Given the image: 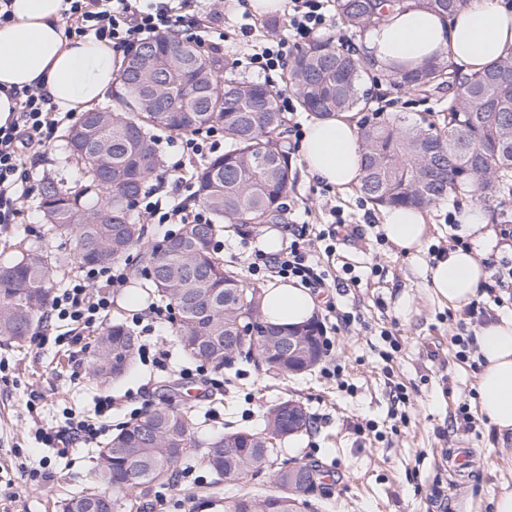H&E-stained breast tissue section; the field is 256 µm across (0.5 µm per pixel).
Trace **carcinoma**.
<instances>
[{"label": "carcinoma", "instance_id": "obj_1", "mask_svg": "<svg viewBox=\"0 0 512 512\" xmlns=\"http://www.w3.org/2000/svg\"><path fill=\"white\" fill-rule=\"evenodd\" d=\"M470 0H336L338 18L346 28L363 33L387 13L418 7L448 16ZM177 39L168 35L147 41L150 50L138 63L123 60L112 89V108L85 112L67 131L70 155L80 162L84 181L72 190L48 179L40 203L48 230L71 235L70 251L25 249L0 266V338L22 345L51 300L54 270L73 265L105 266L127 259L135 250L149 269L141 288L167 301L179 315L178 343L195 361L226 365L224 343L235 336L242 302L261 318L259 294L237 273L224 267L212 250L221 224H275L282 219L292 185L289 152L274 131L284 126L279 101L282 90L259 82L227 83L223 61L185 41L200 58L170 54ZM368 54H351L323 41L298 53L287 83L300 105L317 116L361 112L367 103L363 76L376 70ZM452 73L436 57L424 65L396 61L382 71L388 82L415 95L446 85L453 91L448 115L434 124L399 118L359 119L364 149V176L359 190L367 201L388 208L424 209L475 188L479 199L498 196L512 184V53L489 64L471 78ZM177 85L160 112L147 111L150 94L168 79ZM218 124L224 129V153L197 167L192 176L198 202L211 215L208 224H186L175 239L185 249L166 252L167 240L155 241L139 222L136 201L158 167L157 133L188 134ZM97 222H85L89 211ZM313 336L322 352L320 328L288 329L261 323L250 337L245 357L262 358L265 369L288 371V354L269 357L275 336ZM139 339L122 324L104 327L95 339L90 362L93 376L115 379L130 371ZM195 417L188 408L161 406L150 410L112 435L109 465L97 458L100 489L80 491L66 499L61 512H85L96 496L97 512H115L117 503L135 492L140 499L157 486L173 483L180 467L203 464L226 482L255 476L278 456L275 436L286 433L279 418L266 415L260 430H230L203 444L194 434ZM170 448H188L180 458ZM136 470L146 478L135 486L124 482ZM317 470L301 464L281 468L275 490L259 498L248 492L224 498L223 512H304L305 493L316 484Z\"/></svg>", "mask_w": 512, "mask_h": 512}]
</instances>
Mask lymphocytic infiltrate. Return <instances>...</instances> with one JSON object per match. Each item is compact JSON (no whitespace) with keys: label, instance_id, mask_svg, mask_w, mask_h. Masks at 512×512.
Here are the masks:
<instances>
[{"label":"lymphocytic infiltrate","instance_id":"obj_1","mask_svg":"<svg viewBox=\"0 0 512 512\" xmlns=\"http://www.w3.org/2000/svg\"><path fill=\"white\" fill-rule=\"evenodd\" d=\"M64 11L66 38L93 37L111 42L115 49H129L153 36L165 35L174 27L187 25L193 38L211 37L213 48L224 45L223 29L199 26L196 20L186 19L180 9L185 0H66ZM329 0H286L283 31L266 36L264 42L248 55L247 69L256 73H269L284 67L288 48L307 44L316 39L327 27ZM16 107L9 121L0 126V224L16 223L27 196L22 185L30 173L25 166L26 157L43 159L58 130L69 123L73 115L57 111L50 96L40 86L8 91ZM139 213L150 224H205L210 220L208 211L194 198L181 201H162L152 192H145L139 203ZM344 218H336L325 229L310 224H292L288 227V244L275 255L255 250L250 255L248 271L251 275H268L298 280L304 287L321 288L325 285L323 272L312 257L316 246L325 253L335 250V242L345 231ZM129 272L125 266L109 268L83 267L70 278L66 288L52 298L47 314L59 328L58 342H71L86 329L104 324L112 314L115 294L125 288ZM114 400L99 398L93 416L67 419V432L42 430L38 438L43 445L57 448L65 436L90 444L98 442L103 428L100 417L112 410Z\"/></svg>","mask_w":512,"mask_h":512}]
</instances>
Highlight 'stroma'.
Listing matches in <instances>:
<instances>
[{"mask_svg":"<svg viewBox=\"0 0 512 512\" xmlns=\"http://www.w3.org/2000/svg\"><path fill=\"white\" fill-rule=\"evenodd\" d=\"M185 13L202 20L219 16L227 39L220 56L223 76L254 82L257 74L239 67L267 31L281 27L282 13L259 12L251 0H187ZM249 15L251 37L236 36L242 15ZM371 94L388 95L387 116L417 122L437 115L448 105L441 88L422 98L391 87L385 80L364 81ZM33 172L73 185L81 176L71 161L65 140L51 143L46 161L28 160ZM294 184L286 200L282 223L272 232L284 233L294 222L324 225L331 208L341 209L355 226L354 234L338 242L332 255L320 257L328 272L327 286L318 293L316 319L325 325L332 350L319 366L301 374L273 375L254 364L208 366L210 377L223 380V389L208 397L184 399L180 388L194 384L189 369L196 363L184 356L175 341L176 324L166 323L141 342H160L171 354L166 370L136 362L123 378L107 384L92 377L88 363L94 332L75 344L40 346L27 339L23 346L0 341V512H59L61 501L95 486L98 445L74 444L67 456L48 458L35 440L37 430L60 428L66 414H92L96 398H115L105 419L115 433L135 409L161 405L191 407L194 432L207 441L232 428L262 427L269 408L284 400L303 405L310 416L306 432L285 438L278 464H309L320 471L311 497L314 512H492V500L502 487L512 488V438L499 439L485 419L474 427L460 424L459 405L476 406L480 359L476 345L459 358L455 335H475L479 320L468 321L462 311L434 298L427 287L435 250H449V214H460L469 199H449L425 209L433 230L417 257L402 254L381 236L382 207L365 202L358 188L340 189L314 180L300 156H293ZM263 235L251 224L225 227L221 255L248 287L263 289L269 281L251 275L247 259ZM71 237L45 231L38 187H31L19 223L0 231V265L10 263L20 248L54 251L71 248ZM353 269L359 284L345 274ZM336 365L326 374V365ZM463 453L467 465L455 472L449 454ZM50 459L52 477L32 481L24 468ZM273 469L243 482H217L197 467L179 474L174 483L155 488L143 512H222L211 506L212 494L257 496L273 490Z\"/></svg>","mask_w":512,"mask_h":512,"instance_id":"1","label":"stroma"}]
</instances>
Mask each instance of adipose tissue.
Here are the masks:
<instances>
[{
  "mask_svg": "<svg viewBox=\"0 0 512 512\" xmlns=\"http://www.w3.org/2000/svg\"><path fill=\"white\" fill-rule=\"evenodd\" d=\"M13 19L0 25V125L14 106L7 88L42 85L58 111L92 110L111 89L118 68L111 45L95 39H66L63 0H12ZM363 47L381 67L409 58L424 64L441 55L460 76L474 74L512 51V6L505 0H471L449 18L419 8L397 10L364 34ZM308 174L339 188L359 185L364 150L351 114L314 118L300 145ZM459 234L469 250H449L429 269L432 293L455 308L476 299L489 271L484 262L496 237L479 207L459 216ZM382 230L402 253H419L430 226L423 212L390 209ZM264 320L296 327L315 318L319 302L310 289L291 282L263 288ZM482 361L476 389L479 411L498 436L512 434V317L491 320L476 335Z\"/></svg>",
  "mask_w": 512,
  "mask_h": 512,
  "instance_id": "ef3b65f1",
  "label": "adipose tissue"
}]
</instances>
